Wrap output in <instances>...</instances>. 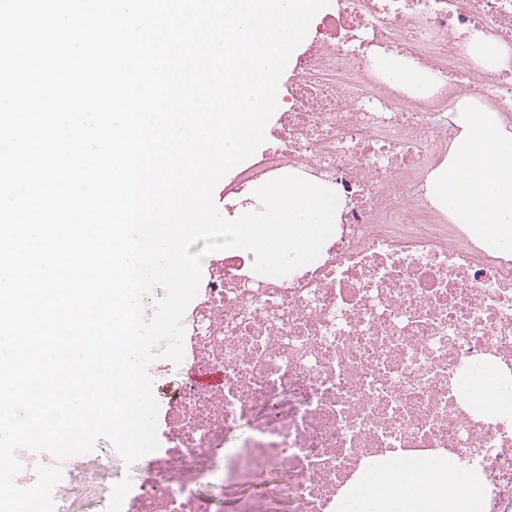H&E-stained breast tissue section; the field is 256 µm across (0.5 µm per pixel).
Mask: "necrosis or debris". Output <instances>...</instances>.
<instances>
[{"instance_id":"obj_1","label":"necrosis or debris","mask_w":512,"mask_h":512,"mask_svg":"<svg viewBox=\"0 0 512 512\" xmlns=\"http://www.w3.org/2000/svg\"><path fill=\"white\" fill-rule=\"evenodd\" d=\"M512 46V0H331L309 29L268 147L224 184V207L284 176L316 179L340 215L319 256L284 277L254 256L208 259L184 313V358L161 402L145 475L114 491L110 450L21 452L19 487L59 465L56 512H215L208 490L253 484L232 512H344L365 472L419 453L477 477L483 512H512V417L475 409L461 381L483 364L512 377V253L444 223L425 195L474 96L512 108V65L465 54L470 32ZM435 75L423 97L376 71L384 56ZM222 372L205 392L183 371Z\"/></svg>"}]
</instances>
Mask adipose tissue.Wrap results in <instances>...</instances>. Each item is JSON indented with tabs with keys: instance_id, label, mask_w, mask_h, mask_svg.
Segmentation results:
<instances>
[{
	"instance_id": "ef3b65f1",
	"label": "adipose tissue",
	"mask_w": 512,
	"mask_h": 512,
	"mask_svg": "<svg viewBox=\"0 0 512 512\" xmlns=\"http://www.w3.org/2000/svg\"><path fill=\"white\" fill-rule=\"evenodd\" d=\"M466 52L494 72L512 59V48L474 31ZM456 134L448 157L428 177L426 195L450 223L471 225L484 248L512 252V121L500 108L473 96L457 100ZM477 409L512 414V384L491 368L477 371ZM372 512H475L478 490L469 472L430 460L386 458L365 477Z\"/></svg>"
}]
</instances>
